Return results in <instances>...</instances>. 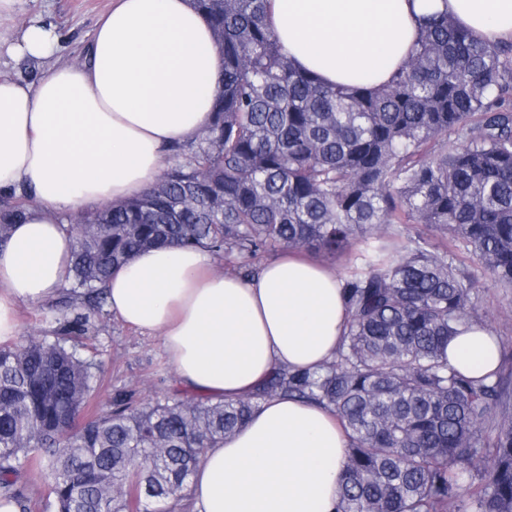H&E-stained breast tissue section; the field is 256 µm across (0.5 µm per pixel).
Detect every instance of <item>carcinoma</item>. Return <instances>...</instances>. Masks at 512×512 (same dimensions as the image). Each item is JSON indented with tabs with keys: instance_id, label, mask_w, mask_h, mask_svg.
Segmentation results:
<instances>
[{
	"instance_id": "obj_1",
	"label": "carcinoma",
	"mask_w": 512,
	"mask_h": 512,
	"mask_svg": "<svg viewBox=\"0 0 512 512\" xmlns=\"http://www.w3.org/2000/svg\"><path fill=\"white\" fill-rule=\"evenodd\" d=\"M195 4L224 58L211 121L142 196L68 217L62 327L0 345V501L31 512L16 487L31 470L50 479L44 512H173L206 449L281 396L345 430L335 512H512L508 362L476 378L447 354L486 324L479 280L512 287V42L436 13L389 81L326 85L295 67L267 0ZM33 203L25 189L0 200V244ZM168 244L245 278L279 249L345 260L334 359L278 367L230 401L119 391L89 412L100 365L75 338L95 330L112 271Z\"/></svg>"
}]
</instances>
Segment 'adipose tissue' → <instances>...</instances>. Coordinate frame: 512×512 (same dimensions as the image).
I'll return each mask as SVG.
<instances>
[{
    "label": "adipose tissue",
    "instance_id": "adipose-tissue-1",
    "mask_svg": "<svg viewBox=\"0 0 512 512\" xmlns=\"http://www.w3.org/2000/svg\"><path fill=\"white\" fill-rule=\"evenodd\" d=\"M448 10L474 35L512 40V0H269L268 20L296 66L326 84L386 82L414 48L422 16ZM60 38L29 23L10 55L47 61L37 84L0 77V191L36 198L0 245V343L21 306L69 283L66 218L143 194L164 150L211 119L223 59L194 0H112L82 62L53 65ZM205 248L136 253L106 285L122 323L158 335L178 385L222 401L253 391L277 367L330 360L346 330L341 284L328 268L284 255L245 279L215 271ZM448 361L482 376L497 366L492 332L475 325ZM348 438L322 407L265 401L207 450L190 479V512H333Z\"/></svg>",
    "mask_w": 512,
    "mask_h": 512
}]
</instances>
